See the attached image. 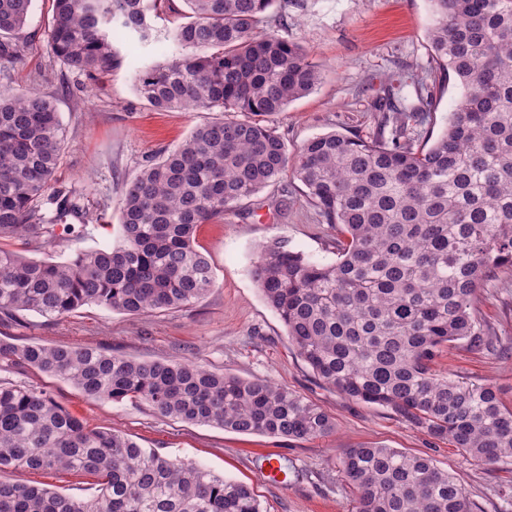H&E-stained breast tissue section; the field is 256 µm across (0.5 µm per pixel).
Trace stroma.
<instances>
[{
    "label": "stroma",
    "instance_id": "stroma-1",
    "mask_svg": "<svg viewBox=\"0 0 512 512\" xmlns=\"http://www.w3.org/2000/svg\"><path fill=\"white\" fill-rule=\"evenodd\" d=\"M270 15L271 31L302 43L323 74L311 94L263 118L292 152L308 138L335 130L363 138L376 135L378 114L372 103L377 94L391 80L433 66L427 41L429 0H277ZM150 18V40L114 36L120 67L91 80L54 58L45 38L50 0H33L28 48L12 67L10 84L54 99L65 129L56 179L59 185L82 189V203L94 221L75 227L62 245L16 240L13 249L62 262L79 251L116 242L118 200L126 181L149 159L176 148L196 125L211 120L208 112L158 111L136 95L135 75L165 61L169 34L183 21L180 12L164 6ZM335 237L309 204L301 183L286 175L236 211L200 226L197 246L213 267L215 285L193 306L143 316L95 304L60 319L32 311L12 318L0 315V337L20 344H100L139 360L189 358L227 374L270 381L333 417L335 429L326 437L288 441L176 422L143 403L86 398L70 381L25 366L5 377L50 390L90 425L117 429L141 447L252 487L263 512H350L353 493L341 474L340 460L347 448L364 443L429 455L438 467L455 474L480 512H512V499L502 494L512 484V462L475 466L448 443L429 438L390 410L348 399L322 384L296 356L252 269L260 248L274 240L317 261L335 262ZM479 311L501 339L512 344V271H502L495 286L483 291ZM437 368L467 381L493 383L512 405V354L458 346L443 354ZM268 452L292 463L294 470L285 483L259 478L257 469ZM23 478L79 498L96 492L89 476L31 471Z\"/></svg>",
    "mask_w": 512,
    "mask_h": 512
}]
</instances>
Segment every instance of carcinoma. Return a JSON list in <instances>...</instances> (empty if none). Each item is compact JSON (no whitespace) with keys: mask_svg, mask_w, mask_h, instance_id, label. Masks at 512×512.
Here are the masks:
<instances>
[{"mask_svg":"<svg viewBox=\"0 0 512 512\" xmlns=\"http://www.w3.org/2000/svg\"><path fill=\"white\" fill-rule=\"evenodd\" d=\"M152 0H52L45 32L54 57L94 78L119 67L120 29L149 38ZM187 22L165 62L137 73L157 110L220 112L144 166L119 200L118 241L66 262L35 260L6 241L52 244L54 227L89 222L75 187L55 186L64 129L52 98L0 84V314L62 318L96 304L129 315L191 306L214 286L197 229L291 173L336 231L324 264L282 241L261 248L252 275L296 355L347 398L385 407L478 466L512 461V408L492 383L434 369L444 349L489 350L480 291L512 268V0H429L427 38L441 76L461 88L448 126L428 148L410 124L418 103L384 89L375 137L332 131L295 153L256 117L310 94L321 71L307 49L269 30L277 0H182ZM32 0H0V70L28 44ZM46 199L54 209L44 211ZM0 362L73 383L89 399L142 402L188 424L293 441L324 437L333 419L302 395L190 359L138 361L103 346L17 345ZM91 476L89 498L4 473ZM341 472L352 512H474L452 473L427 455L376 444L349 448ZM0 512H262L248 486L92 427L41 388L0 381Z\"/></svg>","mask_w":512,"mask_h":512,"instance_id":"obj_1","label":"carcinoma"}]
</instances>
